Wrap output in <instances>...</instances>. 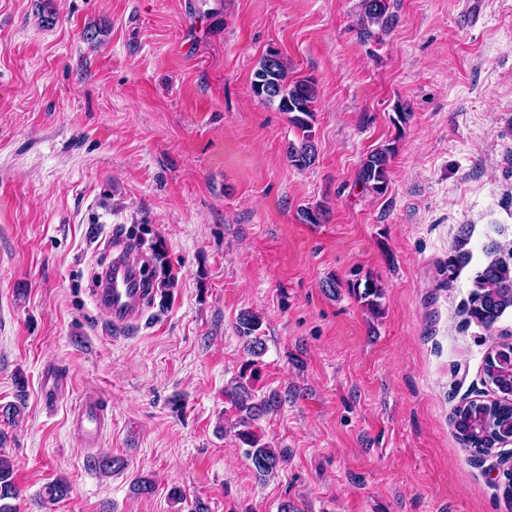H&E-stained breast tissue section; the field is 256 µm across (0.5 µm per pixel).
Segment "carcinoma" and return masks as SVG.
<instances>
[{
	"label": "carcinoma",
	"instance_id": "obj_1",
	"mask_svg": "<svg viewBox=\"0 0 512 512\" xmlns=\"http://www.w3.org/2000/svg\"><path fill=\"white\" fill-rule=\"evenodd\" d=\"M388 0H361L360 25L364 34L372 35L371 27L382 31L394 24V15L389 13ZM276 59L263 55L254 70L251 91L262 103L274 105L278 111L288 115L289 124L297 131V140L289 143L288 162L302 170L315 164L318 151L315 141L314 118L317 88L309 77L289 78L288 61L280 52ZM396 146L389 143L377 148L363 159L358 181L362 187L381 193L386 190L390 162ZM508 252L509 259L497 258L479 271L474 280L475 290L466 308L469 321L486 329L491 328L507 311H512V245L500 246ZM353 295L374 317L382 314L381 298L383 290L378 282L368 276L364 283L352 285ZM238 332L245 339L246 350L253 356H260L263 342L255 335L259 329L258 317L244 312L238 319ZM485 380L494 386L497 397L491 400L471 399L461 402L454 408L452 424L457 439L473 456H490L501 443L512 439V343H502L491 350L483 365ZM17 402L0 408V414L14 423L21 413V401L25 394V381L18 379ZM232 405L242 413L239 424L243 429L237 436L249 447L248 456L259 476L274 473L284 462V452L259 443L258 437L250 429V422L281 405V396L272 392L259 402L240 384L227 393ZM70 492L69 483L59 478L44 488L50 500H61ZM19 497L14 481L13 465L0 454V512H14L10 501Z\"/></svg>",
	"mask_w": 512,
	"mask_h": 512
}]
</instances>
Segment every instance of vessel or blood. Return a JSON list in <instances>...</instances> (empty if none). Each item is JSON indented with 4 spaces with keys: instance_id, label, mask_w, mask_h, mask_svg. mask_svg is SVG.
<instances>
[{
    "instance_id": "obj_1",
    "label": "vessel or blood",
    "mask_w": 512,
    "mask_h": 512,
    "mask_svg": "<svg viewBox=\"0 0 512 512\" xmlns=\"http://www.w3.org/2000/svg\"><path fill=\"white\" fill-rule=\"evenodd\" d=\"M145 298L136 262L127 255L114 257L97 297L113 323L123 325L138 320ZM103 418L104 410L99 399L87 398L80 403L74 421L82 434L96 444L101 439Z\"/></svg>"
}]
</instances>
